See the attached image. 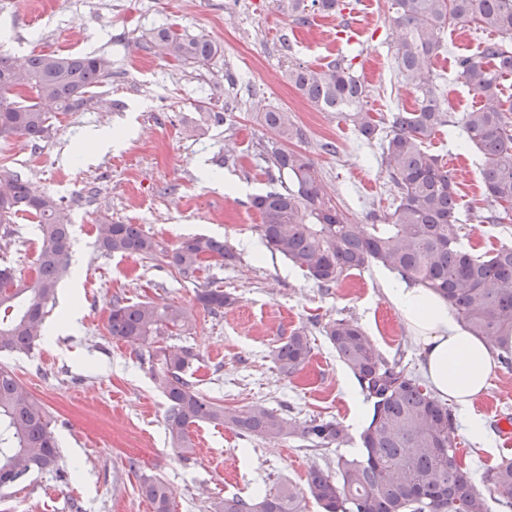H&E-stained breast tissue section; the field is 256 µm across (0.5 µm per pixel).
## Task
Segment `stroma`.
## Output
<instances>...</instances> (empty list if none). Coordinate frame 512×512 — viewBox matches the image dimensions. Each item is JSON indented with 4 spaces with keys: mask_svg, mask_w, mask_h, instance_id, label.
Here are the masks:
<instances>
[{
    "mask_svg": "<svg viewBox=\"0 0 512 512\" xmlns=\"http://www.w3.org/2000/svg\"><path fill=\"white\" fill-rule=\"evenodd\" d=\"M0 0V54L21 58L31 50L93 53L112 60V74L94 90L85 110L58 115L39 151L46 163L31 169L18 161L31 146L20 136L0 137V165L18 172L32 191L62 198L70 210V268L45 322L46 332L27 355L0 353L7 367L46 405L60 443L66 478L46 471L0 497V512H152L140 477L152 474L173 490L176 512H209L224 496L252 498L280 485L304 487L315 468H333L337 455L358 454L357 442L315 451L285 438L267 442L211 424L193 427L196 453L183 460L165 431L166 401L151 380L148 350L113 339L107 317L114 299L150 300L191 307L189 334L169 338L199 358L187 377L202 393L239 407L263 406L296 422L329 419L350 435L365 424L369 406L352 373L339 360L323 327L358 322L378 352L421 375L419 347L384 288L392 273L372 265L330 289L266 249L247 206L272 187L261 147L272 140L264 112L292 114L303 138L297 147L315 162L328 197L352 221L391 211L394 193L378 145H366L349 122L311 103L288 79L289 67H323L351 60L366 86L364 106L376 120L415 105L394 56L397 33L387 0H342L343 13L314 14L295 24L274 0ZM204 37L221 52L204 64L180 65L150 47L155 31L169 25ZM431 70L455 115L480 107L482 97L455 79L456 59L476 54L484 32L453 27ZM149 62L148 70L133 61ZM213 119H206L205 110ZM126 131L124 143L83 163L74 153L94 130ZM427 148L440 155L457 185L463 243L483 254L512 241V212L485 223L479 161L473 147L437 132ZM233 194H226L224 184ZM137 224L164 246L206 236L238 255L227 266L208 260L194 277L163 260L105 255L97 248L102 224ZM0 250V266L29 277L39 232L18 216ZM203 288H221L233 305L212 314L196 305ZM78 309L77 326H60L64 302ZM312 348L304 369L285 377L272 349L292 332ZM481 420L486 441L466 436L469 417ZM458 457L489 512H505L484 481L485 471L512 456L501 419L512 418V370L495 368L489 393L472 412L456 411Z\"/></svg>",
    "mask_w": 512,
    "mask_h": 512,
    "instance_id": "1",
    "label": "stroma"
}]
</instances>
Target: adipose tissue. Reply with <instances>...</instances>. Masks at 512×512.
I'll use <instances>...</instances> for the list:
<instances>
[{"label": "adipose tissue", "instance_id": "ef3b65f1", "mask_svg": "<svg viewBox=\"0 0 512 512\" xmlns=\"http://www.w3.org/2000/svg\"><path fill=\"white\" fill-rule=\"evenodd\" d=\"M386 292L420 347L422 371L433 395L470 411L489 392L493 346L466 330L437 294L396 281Z\"/></svg>", "mask_w": 512, "mask_h": 512}]
</instances>
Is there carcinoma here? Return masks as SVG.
I'll list each match as a JSON object with an SVG mask.
<instances>
[{
  "instance_id": "carcinoma-1",
  "label": "carcinoma",
  "mask_w": 512,
  "mask_h": 512,
  "mask_svg": "<svg viewBox=\"0 0 512 512\" xmlns=\"http://www.w3.org/2000/svg\"><path fill=\"white\" fill-rule=\"evenodd\" d=\"M339 0H277L278 8L305 24L315 13L336 11ZM398 31L394 55L399 75L416 88V106L389 113L383 127L364 108L366 86L344 60L324 67L297 66L288 79L316 107L336 112L367 142H380L381 164L396 189L394 209L373 215V224L351 221L323 192L309 155L289 148L303 137L286 111L263 115L275 140L266 148L269 168L280 187L252 197L260 216L257 230L265 247L329 288L355 270L378 264L448 302L464 327L490 342L498 359L512 366V244L476 255L462 242L457 188L439 156L426 142L455 126L436 81L425 76L449 26L471 24L495 35L476 56L456 61V78L484 103L461 118L467 141L481 154L480 175L490 207L487 220L500 223L512 210V103L501 99L502 74L512 72V0H390ZM156 53L179 63L205 62L219 47L165 27L152 38ZM103 55L32 51L23 60L0 55V136L19 135L39 148L59 113L78 112L91 90L110 75ZM21 213L34 217L41 246L34 275L26 282L0 267V352L26 353L42 335L46 307L68 270L71 218L51 194L30 192L21 175L0 168V229L8 231ZM99 249L107 254L169 260L180 274L193 275L208 258L230 265L231 247L200 236L168 251L137 224H102ZM196 301L218 313L234 299L219 288H204ZM192 310L175 304L116 300L107 319L110 336L151 349V377L166 400L165 430L171 448L187 459L195 453L191 427L227 426L265 441L296 437L314 449L348 443L346 430L332 420L293 423L274 409L229 407L204 395L186 379L198 358L189 347H163L167 336L191 330ZM325 336L356 378L370 404L358 434L359 455L336 456L330 471L312 470L304 490L282 486L256 499L219 498L211 512H305L312 499L322 512H488L483 494L457 456L455 415L412 373L389 362L358 323H326ZM310 342L295 332L273 351L285 375L300 371ZM62 471L57 434L42 401L13 372L0 367V492L39 471ZM497 501L512 507V458L504 457L484 476ZM140 490L153 512H173L174 493L162 479L142 477Z\"/></svg>"
}]
</instances>
